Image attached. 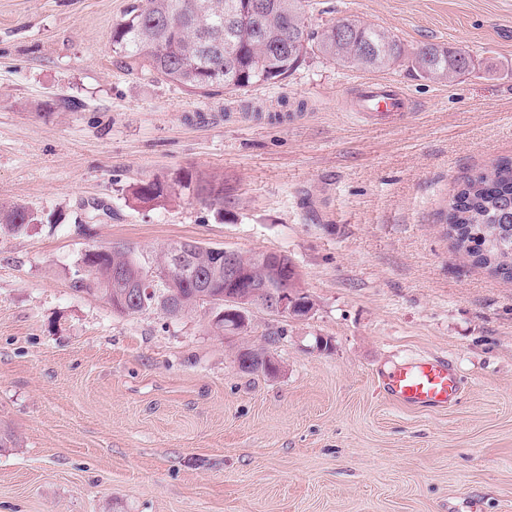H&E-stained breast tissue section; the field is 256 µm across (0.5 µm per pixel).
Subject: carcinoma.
Returning <instances> with one entry per match:
<instances>
[{"label":"carcinoma","mask_w":512,"mask_h":512,"mask_svg":"<svg viewBox=\"0 0 512 512\" xmlns=\"http://www.w3.org/2000/svg\"><path fill=\"white\" fill-rule=\"evenodd\" d=\"M235 2L241 17L228 35L224 18ZM248 2L145 0L112 27V52L191 95L216 87L277 84L305 59L318 56L374 72L404 65L438 82H450L470 67L468 54L459 48L427 44L408 56L389 31L348 18L315 34L308 29L301 0H262L263 10L255 19L247 14ZM189 188L204 205L231 203L224 182L215 179L189 177L172 184L153 178L138 185L133 195L141 203H160ZM441 221L454 249L472 266L512 281V159L465 176ZM37 222L38 215L23 206L0 205L1 235L22 233ZM194 264L206 277L210 295H224V252L201 247ZM145 274L128 247L88 250L73 274L72 288L100 293L112 309L127 314L170 303L182 315L210 305L195 280L176 275L158 277L152 292L139 295Z\"/></svg>","instance_id":"cac0c4a2"}]
</instances>
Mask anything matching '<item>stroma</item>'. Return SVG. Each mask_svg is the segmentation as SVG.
Instances as JSON below:
<instances>
[{"instance_id":"1","label":"stroma","mask_w":512,"mask_h":512,"mask_svg":"<svg viewBox=\"0 0 512 512\" xmlns=\"http://www.w3.org/2000/svg\"><path fill=\"white\" fill-rule=\"evenodd\" d=\"M131 2L0 0V204L41 218L0 236V512H512V281L439 217L512 157V0H304L316 31L347 16L409 54L465 50L449 84L311 58L202 95L115 56ZM376 83L408 115L354 112ZM188 173L230 204L132 195ZM180 240L287 253L312 313L255 307L219 336L206 308L123 314L71 287L86 251L124 244L152 271ZM268 332L279 373L241 371ZM422 356L452 362L457 405L384 392Z\"/></svg>"}]
</instances>
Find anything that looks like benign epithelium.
<instances>
[{"label": "benign epithelium", "mask_w": 512, "mask_h": 512, "mask_svg": "<svg viewBox=\"0 0 512 512\" xmlns=\"http://www.w3.org/2000/svg\"><path fill=\"white\" fill-rule=\"evenodd\" d=\"M189 252L190 247L182 243L173 246L164 274L181 271ZM281 256L280 252L266 254L260 265L262 275L257 277L239 263L238 251L224 249V280L231 287L240 289L237 294L226 296L224 301L216 303V306L224 307L220 314L235 322V325L228 326V330L249 325L247 310L254 305L277 315L298 316V289L293 287L295 268L281 261Z\"/></svg>", "instance_id": "1"}]
</instances>
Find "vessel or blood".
Wrapping results in <instances>:
<instances>
[{"label": "vessel or blood", "mask_w": 512, "mask_h": 512, "mask_svg": "<svg viewBox=\"0 0 512 512\" xmlns=\"http://www.w3.org/2000/svg\"><path fill=\"white\" fill-rule=\"evenodd\" d=\"M360 111L380 120L404 112L405 102L393 91L370 92L362 98ZM390 398L404 406L447 408L461 396V381L454 366L446 359H418L390 373L383 381Z\"/></svg>", "instance_id": "obj_1"}]
</instances>
